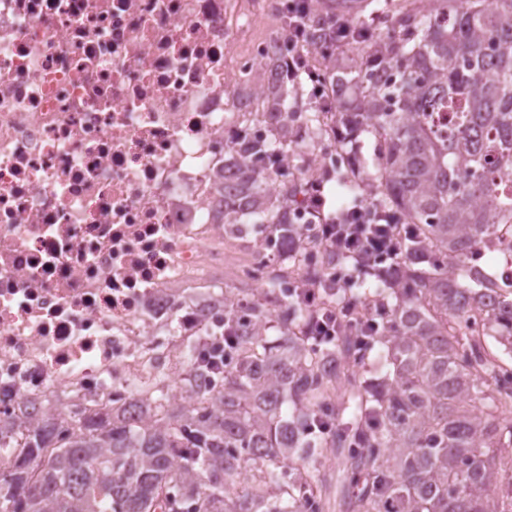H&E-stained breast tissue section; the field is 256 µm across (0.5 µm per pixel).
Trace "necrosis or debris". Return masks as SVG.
I'll return each mask as SVG.
<instances>
[{
    "label": "necrosis or debris",
    "instance_id": "1",
    "mask_svg": "<svg viewBox=\"0 0 512 512\" xmlns=\"http://www.w3.org/2000/svg\"><path fill=\"white\" fill-rule=\"evenodd\" d=\"M266 0H0V429L58 408H190L183 382L224 317V277L263 285L264 240L224 222L240 162L225 133L277 141L254 82L280 36L226 56ZM304 162L348 164L336 93Z\"/></svg>",
    "mask_w": 512,
    "mask_h": 512
}]
</instances>
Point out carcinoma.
Wrapping results in <instances>:
<instances>
[{"label":"carcinoma","instance_id":"obj_1","mask_svg":"<svg viewBox=\"0 0 512 512\" xmlns=\"http://www.w3.org/2000/svg\"><path fill=\"white\" fill-rule=\"evenodd\" d=\"M301 49L359 42L330 81L339 100L336 146L366 135L372 160L337 172L354 196L364 177L379 218L402 225L388 273L334 249L312 284L313 300L281 287L224 289V328L208 333L195 380L215 414L157 396L148 420L66 412L18 425L0 454V512H308L326 506L328 479L310 461L342 473L346 512H512L497 488L512 485V283L484 292L473 265L486 243L512 236V0H385V30L361 20L336 37V14L308 0ZM267 100L306 128L319 123L315 88L288 75L277 52ZM307 95L314 112L290 99ZM241 159L247 195H224V223L259 218L269 242L288 237V267L307 227L285 204L304 184L272 198L265 183L279 157L262 140ZM349 268L348 285L336 271ZM349 310L334 339L316 317ZM264 318L260 330L248 319ZM276 333L275 338L268 331ZM348 374L327 369L338 358Z\"/></svg>","mask_w":512,"mask_h":512}]
</instances>
